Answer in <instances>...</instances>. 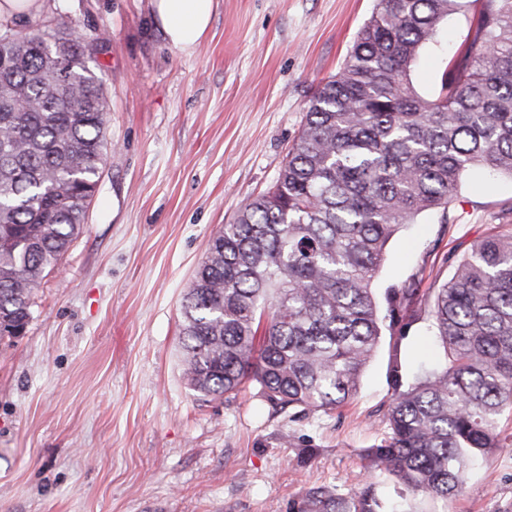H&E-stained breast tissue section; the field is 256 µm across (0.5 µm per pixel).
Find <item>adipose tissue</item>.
I'll list each match as a JSON object with an SVG mask.
<instances>
[{
    "label": "adipose tissue",
    "mask_w": 512,
    "mask_h": 512,
    "mask_svg": "<svg viewBox=\"0 0 512 512\" xmlns=\"http://www.w3.org/2000/svg\"><path fill=\"white\" fill-rule=\"evenodd\" d=\"M156 26L167 45L192 52L205 38L216 0H149Z\"/></svg>",
    "instance_id": "obj_1"
}]
</instances>
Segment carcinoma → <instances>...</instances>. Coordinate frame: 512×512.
<instances>
[{"mask_svg": "<svg viewBox=\"0 0 512 512\" xmlns=\"http://www.w3.org/2000/svg\"><path fill=\"white\" fill-rule=\"evenodd\" d=\"M462 0H377L342 66L314 93L288 162L266 193L216 232L182 302L179 361L202 398L257 382L274 405L329 412L357 393L382 336L428 307L445 363L391 374L382 437L367 452L412 496L449 512L478 460L503 447L512 411V233L453 258L450 279L372 282L403 224L448 206L481 166L512 176V0H485L475 35L443 55L440 24ZM0 326L23 328L32 296L80 236L108 146L93 47L53 5L34 25L0 22ZM441 58L431 95L411 68ZM376 497L309 492L306 512H415Z\"/></svg>", "mask_w": 512, "mask_h": 512, "instance_id": "obj_1", "label": "carcinoma"}]
</instances>
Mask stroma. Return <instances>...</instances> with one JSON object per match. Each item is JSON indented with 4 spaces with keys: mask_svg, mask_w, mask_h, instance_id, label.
Masks as SVG:
<instances>
[{
    "mask_svg": "<svg viewBox=\"0 0 512 512\" xmlns=\"http://www.w3.org/2000/svg\"><path fill=\"white\" fill-rule=\"evenodd\" d=\"M108 92L100 187L82 233L0 339V512H301L308 491L367 478L388 370L432 363L419 321L383 336L330 413L275 407L260 385L200 399L177 362L180 303L212 235L268 191L311 97L376 0H217L194 52L168 46L149 0H56ZM512 229V176L473 168L447 212L389 240L375 284L435 288L492 228ZM451 512H512V447L471 473Z\"/></svg>",
    "mask_w": 512,
    "mask_h": 512,
    "instance_id": "35a3bbf8",
    "label": "stroma"
}]
</instances>
